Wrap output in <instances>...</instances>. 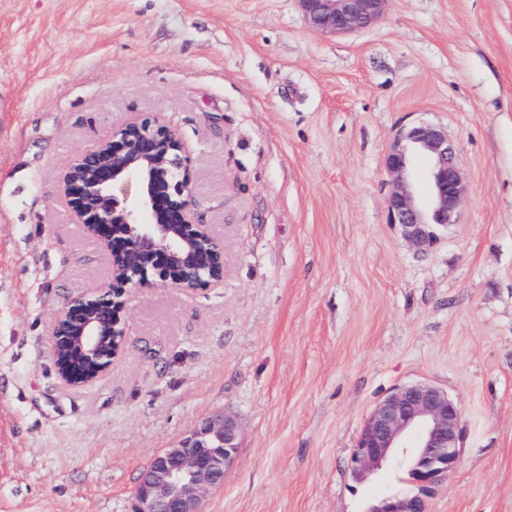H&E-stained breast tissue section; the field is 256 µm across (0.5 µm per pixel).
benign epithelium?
I'll use <instances>...</instances> for the list:
<instances>
[{
	"instance_id": "obj_1",
	"label": "benign epithelium",
	"mask_w": 512,
	"mask_h": 512,
	"mask_svg": "<svg viewBox=\"0 0 512 512\" xmlns=\"http://www.w3.org/2000/svg\"><path fill=\"white\" fill-rule=\"evenodd\" d=\"M388 2L297 0L312 29L335 35L373 25ZM385 169L392 180L390 221L424 250L452 221L465 195L456 145L438 126H415L397 139ZM192 183L182 137L172 125L149 117L127 122L68 168L62 184L67 206L106 246L110 282L71 297L54 320L53 358L67 345L83 354L75 369L54 363L64 384L89 385L111 367L126 341V296L148 277L187 293L224 282V242L198 215ZM461 419L448 394L426 383L398 388L375 405L353 462L363 476L396 462L408 469L419 493L386 497L370 512H424L423 496L458 465ZM239 436L238 423L226 414L202 420L146 468L132 512H200L205 493L224 484Z\"/></svg>"
}]
</instances>
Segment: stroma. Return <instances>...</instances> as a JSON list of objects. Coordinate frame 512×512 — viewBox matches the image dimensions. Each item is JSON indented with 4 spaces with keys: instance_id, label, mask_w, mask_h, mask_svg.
Returning <instances> with one entry per match:
<instances>
[{
    "instance_id": "obj_1",
    "label": "stroma",
    "mask_w": 512,
    "mask_h": 512,
    "mask_svg": "<svg viewBox=\"0 0 512 512\" xmlns=\"http://www.w3.org/2000/svg\"><path fill=\"white\" fill-rule=\"evenodd\" d=\"M143 116L189 148L224 282L136 288L111 369L66 387L50 324L109 272L62 176ZM421 124L466 185L424 252L384 167ZM416 382L462 410L426 512H512V0H391L342 36L296 0H0V512H131L216 412L239 453L203 512H369L414 487L392 464L355 479L356 441Z\"/></svg>"
}]
</instances>
